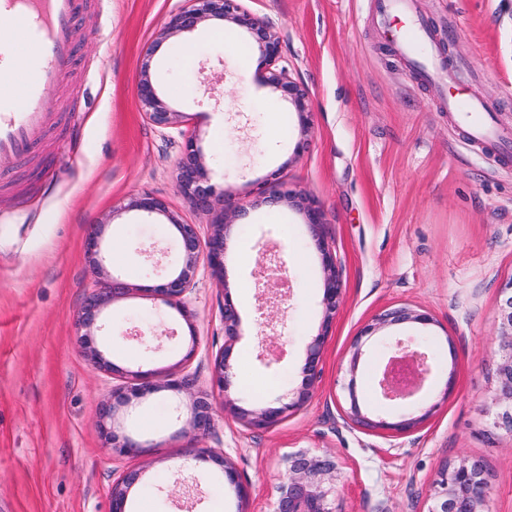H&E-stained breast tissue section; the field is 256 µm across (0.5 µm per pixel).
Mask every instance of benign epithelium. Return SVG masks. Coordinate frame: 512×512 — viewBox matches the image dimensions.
<instances>
[{"label":"benign epithelium","instance_id":"1","mask_svg":"<svg viewBox=\"0 0 512 512\" xmlns=\"http://www.w3.org/2000/svg\"><path fill=\"white\" fill-rule=\"evenodd\" d=\"M188 5L172 15L167 26L160 32L156 45L149 48L146 61L141 66V76L137 86L138 99L145 109L149 120L159 128H170L178 123L180 113L174 111L158 93L149 74V58L156 46L178 34L190 32L199 25L216 21L231 23L245 31L258 55L257 71L263 82L291 102L297 112L301 130L308 129L311 112L308 107V93L292 79L284 67H276L280 59L281 45L278 36L264 20L243 10L239 0H186ZM177 184L193 206L203 214L224 209L225 193L216 192L209 182L208 170L202 161L200 150L194 138H189L179 161ZM295 205L303 210L306 225L316 241L322 259V325L317 335L306 344V358L302 368L301 387L293 393L288 402L279 407L244 408L231 399L224 398V411L230 413L242 426L250 430H262L280 422L286 413L296 410L308 402L314 395L321 377V362L336 312L344 297L343 282L336 262V254L325 242L322 235L324 224L321 209L313 202L303 198ZM125 210L158 213L168 217L178 232L180 263L161 283L146 289L155 299L176 309L186 322H191L192 313L186 305L187 295L195 284L199 264L209 269L211 276L224 282V252L231 225L214 224L207 235H202L198 225L182 224L169 215L165 204L158 198L144 193L130 198L123 206ZM87 252L94 273L102 271L99 255V226H94L88 235ZM261 264L269 271L264 287L270 308L278 307L280 270L278 258L261 253ZM130 291L129 285L114 277L105 288H94L87 295L78 312L76 324L81 334L82 346L91 361L100 369L118 372V368L107 360L92 337L91 330L96 326L104 305ZM505 298L499 308V363L495 372V390L487 405L491 416L490 433L512 441V281L502 289ZM224 324V346L214 359V378L216 385L226 392L234 377L231 364L234 343L240 336L241 318L239 310L229 291H224L222 305ZM433 324L432 316L425 310L402 306L387 310L368 322L351 344L348 361L349 382L346 386L349 408L345 411L346 420L354 424H363L404 433L415 428L424 416H403L396 422L381 418L374 421L368 417L369 408L360 404L356 390V374L364 355V345L377 333L401 324ZM394 356L390 360L379 380L380 394L383 399L396 401L419 392L432 368L429 355L420 352L397 339L393 344ZM162 389L187 392L192 398L189 427L201 436L208 435L214 427L209 394L196 390L194 377L184 374L148 373L142 371L124 372V384L112 388L110 398L103 403L102 419L115 415L121 407L131 400L142 398ZM100 429L112 450L126 456H137L144 445L127 433L108 430L105 425ZM200 459L216 462L224 471V481L233 486L239 499H245L239 474L224 454L202 451ZM285 478L278 487V495L271 512H335L333 507L336 491V457L315 455L299 450L284 458ZM141 480L137 469L124 473L112 483V512H126L129 494ZM488 478L483 465L474 459L463 458L453 465H446L437 471L432 483L433 506L429 512H489L487 509L486 489Z\"/></svg>","mask_w":512,"mask_h":512}]
</instances>
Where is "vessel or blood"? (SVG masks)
Instances as JSON below:
<instances>
[{
  "mask_svg": "<svg viewBox=\"0 0 512 512\" xmlns=\"http://www.w3.org/2000/svg\"><path fill=\"white\" fill-rule=\"evenodd\" d=\"M82 0H0V15L10 16V35L0 40V73L8 82L0 84V157L26 156L44 124L38 109L24 112L14 107L17 95L39 100L55 83L62 67L74 56L78 34L74 19ZM385 25L420 75L428 80L439 76V59L408 0H375ZM448 109L461 125L478 139L489 138L483 107L462 92L448 96Z\"/></svg>",
  "mask_w": 512,
  "mask_h": 512,
  "instance_id": "obj_1",
  "label": "vessel or blood"
}]
</instances>
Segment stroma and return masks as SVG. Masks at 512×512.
Masks as SVG:
<instances>
[{
    "instance_id": "obj_1",
    "label": "stroma",
    "mask_w": 512,
    "mask_h": 512,
    "mask_svg": "<svg viewBox=\"0 0 512 512\" xmlns=\"http://www.w3.org/2000/svg\"><path fill=\"white\" fill-rule=\"evenodd\" d=\"M184 0H87L79 48L37 104L47 126L24 162L0 158V512H111L112 483L142 470L131 500L155 512H270L285 455L336 458V512H428L440 467L468 457L488 475L489 512H512V441L488 437L486 403L498 360L501 290L512 280V0H412L443 58L440 80L423 79L376 20L371 0H242L281 42L280 66L308 92L301 134L291 103L256 77L249 36L213 23L162 45L154 40ZM155 48L161 97L183 112L179 127L152 125L137 97L140 66ZM462 88L479 100L493 137L460 126L445 101ZM196 137L212 184L236 210L224 256L226 286L199 268L187 297L193 314L144 293L179 262L172 219H206L178 189V162ZM307 148L296 153L299 139ZM278 182L315 200L336 253L344 299L322 358L315 395L277 425L249 430L224 414V399L277 406L301 384L305 346L322 320L321 255L298 208L265 203ZM149 192L168 215L125 210ZM101 258L137 285L108 304L97 343L130 370L195 376L210 395L215 427L183 430L185 395L162 390L116 416L145 449L113 453L99 427L101 401L120 382L80 348L76 319L95 285L86 255L93 226ZM124 263L112 264L113 248ZM283 261L277 333L260 335L263 251ZM232 295L241 335L229 394L213 383L224 344L222 305ZM429 311L428 326L403 324L372 338L356 378L345 372L355 336L378 313ZM156 330L143 346L130 329ZM426 346L435 371L412 399L378 397L389 337ZM374 415L389 420L433 407L416 430L390 437L347 422L348 381ZM224 452L245 500L225 490L221 468L197 459Z\"/></svg>"
}]
</instances>
